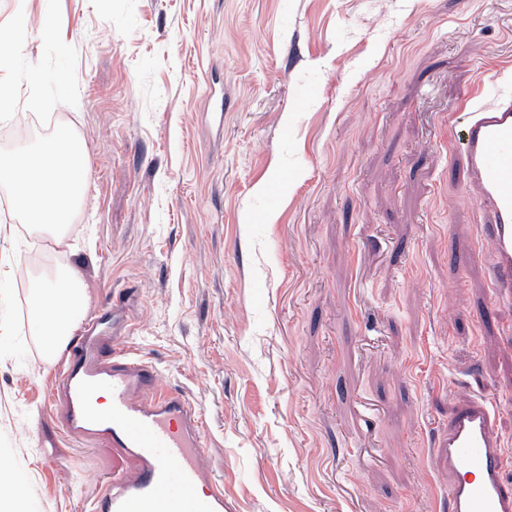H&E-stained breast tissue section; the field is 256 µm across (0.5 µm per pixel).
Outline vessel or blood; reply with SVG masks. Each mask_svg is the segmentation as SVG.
<instances>
[{
  "mask_svg": "<svg viewBox=\"0 0 512 512\" xmlns=\"http://www.w3.org/2000/svg\"><path fill=\"white\" fill-rule=\"evenodd\" d=\"M463 193L485 215L482 238L494 262L489 314L512 311V95L465 108ZM91 317L70 340L51 402L67 436L112 453V472L90 512H228L224 487L203 464L205 421L180 392L161 388L158 371L118 340L98 335ZM110 402L98 407L96 396ZM448 512H512L505 483L498 407L487 396L456 400L445 431Z\"/></svg>",
  "mask_w": 512,
  "mask_h": 512,
  "instance_id": "obj_1",
  "label": "vessel or blood"
}]
</instances>
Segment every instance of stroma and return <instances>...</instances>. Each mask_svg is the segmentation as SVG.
Listing matches in <instances>:
<instances>
[{
  "mask_svg": "<svg viewBox=\"0 0 512 512\" xmlns=\"http://www.w3.org/2000/svg\"><path fill=\"white\" fill-rule=\"evenodd\" d=\"M83 149L63 240L0 209V462L26 512H88L111 467L50 409L24 283L83 273L85 317L206 419L235 512H448L457 399H499L512 313L491 294L454 144L466 94H512V0H60ZM23 12L42 55L47 0ZM214 93H207L203 80Z\"/></svg>",
  "mask_w": 512,
  "mask_h": 512,
  "instance_id": "1",
  "label": "stroma"
}]
</instances>
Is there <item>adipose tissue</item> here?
Segmentation results:
<instances>
[{
  "mask_svg": "<svg viewBox=\"0 0 512 512\" xmlns=\"http://www.w3.org/2000/svg\"><path fill=\"white\" fill-rule=\"evenodd\" d=\"M85 289L82 272L68 267L63 277L35 289L31 313L37 322L45 356L51 357L74 334L83 317Z\"/></svg>",
  "mask_w": 512,
  "mask_h": 512,
  "instance_id": "adipose-tissue-1",
  "label": "adipose tissue"
}]
</instances>
